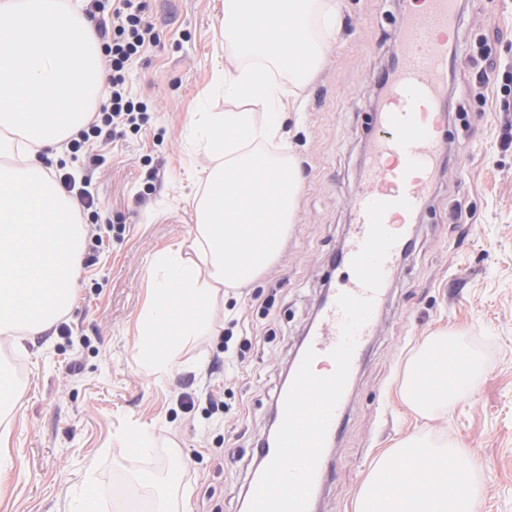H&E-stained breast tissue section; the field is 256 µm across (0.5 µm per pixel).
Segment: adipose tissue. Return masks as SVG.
<instances>
[{
  "instance_id": "adipose-tissue-1",
  "label": "adipose tissue",
  "mask_w": 512,
  "mask_h": 512,
  "mask_svg": "<svg viewBox=\"0 0 512 512\" xmlns=\"http://www.w3.org/2000/svg\"><path fill=\"white\" fill-rule=\"evenodd\" d=\"M334 13L332 0H224V67L211 87L237 107L192 117L202 132L198 148L211 161L192 227L203 261L177 253L157 257L163 279L140 328L145 369L175 367L181 347L211 326L219 290L251 283L280 253L303 179L287 149L268 161L269 179L256 174L254 153L283 141L284 102L296 99L317 73ZM460 350L453 334L430 337L406 366L404 402L433 416L470 394L481 366L469 355L449 374L447 356ZM480 473L461 443L412 435L377 462L358 495V512H369L375 500L383 512H479ZM444 474L461 481L441 482Z\"/></svg>"
}]
</instances>
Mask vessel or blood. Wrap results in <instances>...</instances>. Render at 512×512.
Segmentation results:
<instances>
[{"mask_svg":"<svg viewBox=\"0 0 512 512\" xmlns=\"http://www.w3.org/2000/svg\"><path fill=\"white\" fill-rule=\"evenodd\" d=\"M408 2L401 22L400 52L383 79L384 94L374 113L377 134L370 143L363 188L354 200L352 237L338 258L347 275L344 291L353 296L366 293L352 260L368 233V204L390 202L383 216L386 229L414 223L444 150L440 99L448 90V46L457 36L458 0ZM402 197L409 201V208L397 207ZM342 319L336 298H329L307 347L328 356L340 340Z\"/></svg>","mask_w":512,"mask_h":512,"instance_id":"b4317fda","label":"vessel or blood"}]
</instances>
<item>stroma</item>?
<instances>
[{
  "label": "stroma",
  "instance_id": "1",
  "mask_svg": "<svg viewBox=\"0 0 512 512\" xmlns=\"http://www.w3.org/2000/svg\"><path fill=\"white\" fill-rule=\"evenodd\" d=\"M404 8L403 0H342L336 40L285 121L304 186L281 254L252 284L218 296L211 332L182 349L177 368L153 374L140 365L139 326L154 261L171 251L195 257L196 194L210 164L190 145L189 118L232 104L201 96L224 63V0H145L158 39L127 85L146 104L147 123L42 160L90 177L100 202L78 217L71 309L0 352L23 373L21 403L0 424V455L12 463L0 479V512H73L88 479L102 512H245L288 363L319 319L325 284L343 278L336 255L349 240L380 78L396 57ZM480 38L497 63L484 100L472 82ZM456 45V79L443 99L446 166L408 228L413 246L352 378L316 512H356L377 458L410 434L463 444L482 467V512H512V0H462ZM459 111L470 128L456 120ZM445 330L461 334L483 376L447 418L426 419L400 388L410 357ZM214 391L223 399L217 407ZM132 428L153 435V447H129ZM176 451L182 478L172 488L166 472ZM144 472L153 483L140 482Z\"/></svg>",
  "mask_w": 512,
  "mask_h": 512
}]
</instances>
